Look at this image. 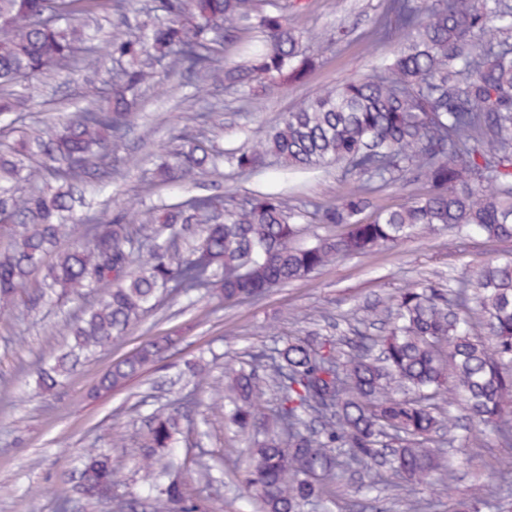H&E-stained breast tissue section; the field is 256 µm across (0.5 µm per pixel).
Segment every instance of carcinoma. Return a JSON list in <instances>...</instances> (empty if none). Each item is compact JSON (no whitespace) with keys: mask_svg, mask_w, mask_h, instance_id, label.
Listing matches in <instances>:
<instances>
[{"mask_svg":"<svg viewBox=\"0 0 512 512\" xmlns=\"http://www.w3.org/2000/svg\"><path fill=\"white\" fill-rule=\"evenodd\" d=\"M112 0H0V91L68 64L78 46L93 55L84 20ZM248 24L264 39L242 61L220 64L216 46L236 41ZM512 0H389L372 35L394 47L380 70L307 99L255 145L223 152L194 137L157 168L161 181L193 183L229 164L241 172L275 156L307 172L332 161L357 182L329 206L312 204L327 229L299 244L308 212L283 194L242 199L198 196L130 215L88 216L94 234L45 264L82 199L72 183L90 173L133 127L131 107L157 67L178 77L253 94L301 80L314 65L302 34L263 0H153L136 30L108 41L116 62L105 95L59 130L0 142V311L12 309L31 278L77 298L113 285L67 325L66 347L41 372L54 389L80 358L126 333L160 294L224 296L236 302L306 278L349 256L397 245L419 229L512 239ZM430 190L397 207L374 208L372 195L400 181ZM148 228L142 239L130 225ZM493 338L488 346L480 339ZM167 336L114 362L90 394L124 386L162 358ZM210 388V407L225 410L257 437L245 449L246 496L260 512L322 508L348 470L364 485L389 471L413 490L444 482L443 446L463 448L473 430L512 440V257L482 261L454 287L415 284L392 306L360 310L348 334L294 336L262 348L251 363L225 365V380L190 366ZM274 392L275 407L260 399ZM180 408L158 410L142 437L139 491L121 503L138 512H198L172 468ZM82 476L93 489L112 481L110 458L85 453ZM491 492L451 502L448 512H481Z\"/></svg>","mask_w":512,"mask_h":512,"instance_id":"carcinoma-1","label":"carcinoma"}]
</instances>
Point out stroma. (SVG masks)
<instances>
[{
  "label": "stroma",
  "instance_id": "stroma-1",
  "mask_svg": "<svg viewBox=\"0 0 512 512\" xmlns=\"http://www.w3.org/2000/svg\"><path fill=\"white\" fill-rule=\"evenodd\" d=\"M272 9L288 16L313 50L319 38L337 27L353 34L338 49L320 53L306 79L289 89L275 90L254 100L225 92L222 85L195 86L158 77L145 90L143 114L112 156L99 179L84 189L98 211L120 207L136 210L168 200L248 191L290 192L297 200L332 204L354 186L339 165L314 173H296L273 157L262 169L240 175L228 168L179 185L154 178L157 156L176 149L183 136L203 130L221 147L257 142L303 101L355 75L370 72L390 51L388 44L369 40L383 14L385 0H272ZM17 93L33 97L39 106L13 116L16 127L35 130L60 122L75 106L101 92L99 76L91 69L59 70L50 77H34L17 86ZM483 254L512 255V240L488 241L480 236L464 240L461 251L448 248L447 232L418 237L394 249L350 258L311 277L276 288L255 300L227 305L218 297L188 304L179 295L164 298L132 325L124 336L97 350L53 391L38 386L39 370L64 341L63 326L80 310L79 301L64 294L39 297L30 282L13 311L0 313V512H111L110 506H89L76 491L82 456L100 448L112 459V486L118 496L135 488L134 470L140 458L144 419L155 410L194 395L198 401L182 422L179 457L186 492L201 512H255L239 483L244 437L228 429L224 414L209 406L208 387L178 381L186 361L204 359L214 380L224 378L225 352L247 358L250 352L276 340L311 330L324 335L346 330L353 309L388 300L414 281L444 280L460 274L467 261ZM168 336L172 345L162 360L121 389L93 400L89 391L110 365L140 345ZM512 459V446L492 432L457 452L448 492L469 498L475 488L498 483L499 461ZM213 467L210 482H201L198 461ZM415 493L383 490L365 492L361 477L346 476L330 512H412Z\"/></svg>",
  "mask_w": 512,
  "mask_h": 512
}]
</instances>
